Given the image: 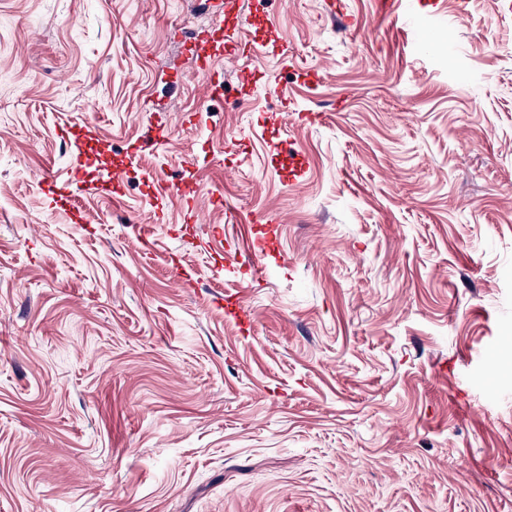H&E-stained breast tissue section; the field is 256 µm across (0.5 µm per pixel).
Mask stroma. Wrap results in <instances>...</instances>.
I'll list each match as a JSON object with an SVG mask.
<instances>
[{
	"instance_id": "stroma-1",
	"label": "stroma",
	"mask_w": 512,
	"mask_h": 512,
	"mask_svg": "<svg viewBox=\"0 0 512 512\" xmlns=\"http://www.w3.org/2000/svg\"><path fill=\"white\" fill-rule=\"evenodd\" d=\"M329 2L0 0V512H512V0Z\"/></svg>"
}]
</instances>
